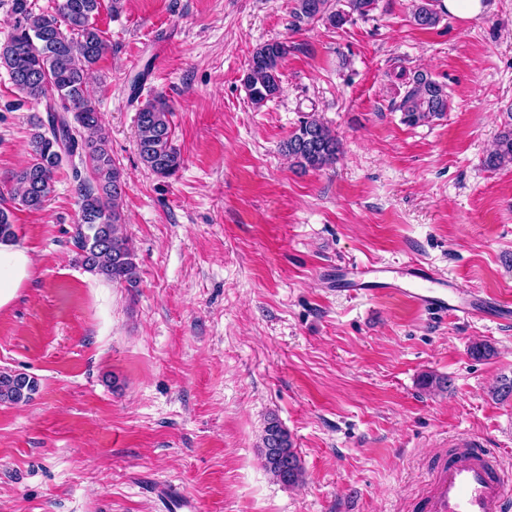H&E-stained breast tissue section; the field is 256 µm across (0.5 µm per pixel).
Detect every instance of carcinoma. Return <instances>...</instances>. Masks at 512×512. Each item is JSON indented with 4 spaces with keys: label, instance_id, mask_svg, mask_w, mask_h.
Listing matches in <instances>:
<instances>
[{
    "label": "carcinoma",
    "instance_id": "1",
    "mask_svg": "<svg viewBox=\"0 0 512 512\" xmlns=\"http://www.w3.org/2000/svg\"><path fill=\"white\" fill-rule=\"evenodd\" d=\"M374 0H343L330 10L331 0H293L298 21L325 18L332 25L345 24L352 15L364 17ZM100 0H58L55 14L34 12L30 0H10L14 28L0 43V67L25 98L45 101L46 119L36 124L29 144V161L13 173L15 193L23 206L40 211L54 191V180L64 160L78 156L89 176L80 174L77 187L79 219L74 241L78 260L88 272L128 288L138 287L135 254L124 235L121 205L126 182L123 170L112 158L101 116L88 91L90 71L110 49L94 22ZM417 25L432 27L440 19L433 0H420L413 13ZM288 46L271 41L256 48L249 59L243 84L253 104L261 106L281 91L280 65ZM405 122L415 125L448 111L444 88L423 74L407 82L398 105ZM166 98L144 103L136 116L137 150L143 164L155 175L169 177L181 167V155L173 144ZM298 166L322 170L336 160L339 141L319 118L309 115L283 143ZM512 164V122L496 138L485 166L498 169ZM11 212L0 207V239L16 237ZM38 389L37 381L23 372L0 371V403H27ZM263 465L272 478L295 486L303 479L301 458L291 435L278 420L270 419L261 438Z\"/></svg>",
    "mask_w": 512,
    "mask_h": 512
}]
</instances>
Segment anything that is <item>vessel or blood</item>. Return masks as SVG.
Listing matches in <instances>:
<instances>
[{"label": "vessel or blood", "instance_id": "obj_1", "mask_svg": "<svg viewBox=\"0 0 512 512\" xmlns=\"http://www.w3.org/2000/svg\"><path fill=\"white\" fill-rule=\"evenodd\" d=\"M380 283L423 310L453 312L464 317L492 318L512 308V301L459 288L436 272L412 268L392 278L378 267L353 264L345 268L339 286L344 291ZM416 512H512V474L499 457L467 434L456 436L436 467L434 478L415 504Z\"/></svg>", "mask_w": 512, "mask_h": 512}]
</instances>
